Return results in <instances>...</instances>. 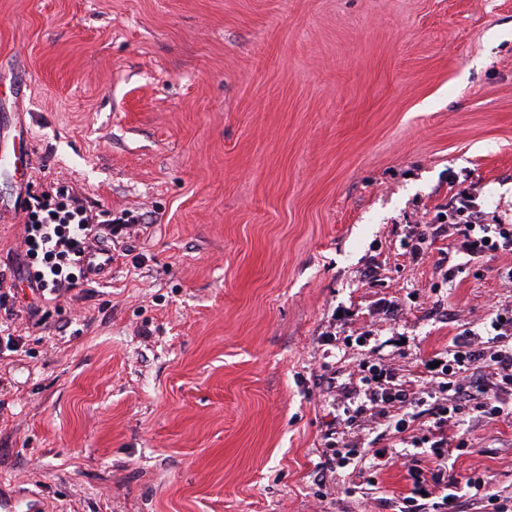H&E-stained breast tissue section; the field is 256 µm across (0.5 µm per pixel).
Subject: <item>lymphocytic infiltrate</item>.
Wrapping results in <instances>:
<instances>
[{"instance_id":"obj_1","label":"lymphocytic infiltrate","mask_w":512,"mask_h":512,"mask_svg":"<svg viewBox=\"0 0 512 512\" xmlns=\"http://www.w3.org/2000/svg\"><path fill=\"white\" fill-rule=\"evenodd\" d=\"M458 204L444 224L409 225L402 243L405 256L418 261L440 241L477 261L499 254H512V224L488 222L475 196L461 191ZM24 215L25 254L11 274H0V304L9 297L3 286L14 278L27 282L46 303L71 300L92 270L82 262L86 249L113 237L134 234L141 216L122 212L113 215L91 203L74 188L55 182L38 184L21 199ZM435 368L416 380L402 379L389 364L359 362L353 371L350 398L357 406L342 418L339 428L325 435L322 478L317 497L327 500L336 492V472L351 470L355 477L375 484L378 475L393 467L403 454L402 446H427L432 464L407 466L411 488L400 498L399 512H454L453 489L472 490L484 512H512L500 494L490 491L480 476L459 479L448 472L450 450H464L466 441L448 443V427L464 418L497 421L512 417V307L498 306L492 312L486 338L466 331L455 337L449 349L437 352ZM385 420L391 443L375 453L364 448L358 434L360 420Z\"/></svg>"}]
</instances>
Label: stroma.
<instances>
[{"label":"stroma","mask_w":512,"mask_h":512,"mask_svg":"<svg viewBox=\"0 0 512 512\" xmlns=\"http://www.w3.org/2000/svg\"><path fill=\"white\" fill-rule=\"evenodd\" d=\"M22 140L34 182L145 222L61 309L29 316L22 282L0 308L17 512H396L401 466L316 498L329 396L512 305V255L447 288L438 254L399 257L463 189L512 221V0H0V148ZM455 432L456 472L512 497V421Z\"/></svg>","instance_id":"stroma-1"}]
</instances>
